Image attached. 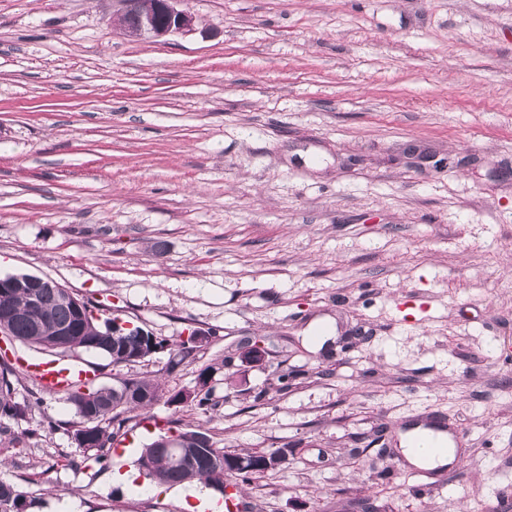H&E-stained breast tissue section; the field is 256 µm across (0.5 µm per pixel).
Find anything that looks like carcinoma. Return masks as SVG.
<instances>
[{"label":"carcinoma","mask_w":512,"mask_h":512,"mask_svg":"<svg viewBox=\"0 0 512 512\" xmlns=\"http://www.w3.org/2000/svg\"><path fill=\"white\" fill-rule=\"evenodd\" d=\"M36 292V311L42 321L39 335L32 334L33 321L20 322L13 328L14 338L20 342L51 351L53 347L47 344L54 335L56 328L69 326L74 321L73 312L60 303L57 289L43 286L35 290L20 288L12 295L15 306L25 307L29 303V293ZM116 319L100 320L96 306L85 308L81 320V335L71 340L70 348L86 349L94 345L98 353L109 357L114 364L127 362L123 346H134L141 341L144 329L135 327L125 330L124 334L112 339V325ZM146 333V332H144ZM148 339L163 348L167 340L160 339L151 333H146ZM15 369L4 360H0V414L18 417L24 409L13 401L14 385L12 378ZM160 386L151 379L129 380L118 388H90V394L82 397L77 394L70 397L75 412L80 418V425L75 433L86 432L81 445L84 446L86 458L95 461L102 460L109 452L106 443H114L117 432L114 426H123L120 416L135 410H145L152 406L158 398ZM102 422L99 427L95 422ZM201 438L199 447L160 448L158 441H153L144 450L140 458V467L146 475L159 484L177 485L194 480L204 481L213 485L224 484V471L215 468V462L224 457L226 450L218 448L210 436L203 432H195ZM236 462V471L232 476L245 484L260 477L275 467L274 459L281 456L274 453L254 451L247 454L229 453ZM24 505L23 495L11 484L0 482V512H20Z\"/></svg>","instance_id":"1"}]
</instances>
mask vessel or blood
<instances>
[{
    "label": "vessel or blood",
    "instance_id": "b4317fda",
    "mask_svg": "<svg viewBox=\"0 0 512 512\" xmlns=\"http://www.w3.org/2000/svg\"><path fill=\"white\" fill-rule=\"evenodd\" d=\"M15 364L22 373L38 383L42 392L50 396L91 385L97 378L94 367L76 358L42 362L19 355L15 358Z\"/></svg>",
    "mask_w": 512,
    "mask_h": 512
}]
</instances>
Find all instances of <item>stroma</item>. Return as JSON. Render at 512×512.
I'll list each match as a JSON object with an SVG mask.
<instances>
[{
	"label": "stroma",
	"instance_id": "obj_1",
	"mask_svg": "<svg viewBox=\"0 0 512 512\" xmlns=\"http://www.w3.org/2000/svg\"><path fill=\"white\" fill-rule=\"evenodd\" d=\"M183 5L195 31L136 41L124 0H0V278L168 342L81 352L96 387H161L101 462L16 374L0 481L25 512H182L111 481L172 428L281 453L260 512H512V0ZM204 370L211 410L170 403ZM430 419L458 465L401 455Z\"/></svg>",
	"mask_w": 512,
	"mask_h": 512
}]
</instances>
